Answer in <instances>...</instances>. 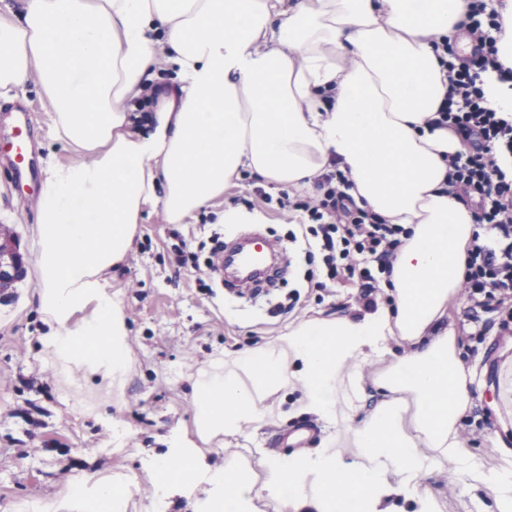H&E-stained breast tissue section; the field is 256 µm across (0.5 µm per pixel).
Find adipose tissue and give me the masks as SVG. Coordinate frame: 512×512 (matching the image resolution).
<instances>
[{
    "instance_id": "adipose-tissue-1",
    "label": "adipose tissue",
    "mask_w": 512,
    "mask_h": 512,
    "mask_svg": "<svg viewBox=\"0 0 512 512\" xmlns=\"http://www.w3.org/2000/svg\"><path fill=\"white\" fill-rule=\"evenodd\" d=\"M470 0H22L0 20V97L37 81L57 140L77 154L41 183L35 293L44 344L68 363L91 361L108 386L130 363L122 306L108 278L131 249L146 209L182 224L213 206L242 171L288 189L332 169L349 193L408 230L392 262L390 304L298 322L280 343L239 352L193 384L201 439L239 433L289 387L305 412L340 419L335 447L258 466L203 464L177 437L149 467L155 487L211 485V512L247 505L254 488L293 512H431L436 460L478 471L489 489L512 488L479 471L457 440L474 400L448 302L464 282L472 211L448 186V155L462 143L432 129L447 91L433 43L464 33ZM173 77H164V70ZM157 103L132 116L148 86ZM404 351L391 354L388 339ZM385 368L364 382L352 366ZM360 404L345 412L336 387ZM352 448L344 462L339 446Z\"/></svg>"
}]
</instances>
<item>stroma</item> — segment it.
Returning a JSON list of instances; mask_svg holds the SVG:
<instances>
[{
  "label": "stroma",
  "mask_w": 512,
  "mask_h": 512,
  "mask_svg": "<svg viewBox=\"0 0 512 512\" xmlns=\"http://www.w3.org/2000/svg\"><path fill=\"white\" fill-rule=\"evenodd\" d=\"M33 108L29 154L36 173L48 162H70L72 153L53 135L52 113L37 83L0 98V147L11 140L17 106ZM0 154V225L9 227L25 258L26 278L11 302H0V505L14 499L52 503L69 512L75 478L92 470H123L133 481L132 512H145L154 491L148 463L167 448L170 436L200 449L207 464L228 457L250 461L282 456L283 438L300 426L311 428L309 448L320 447L336 431L335 420L300 412L299 389L276 394L281 414L244 434H222L202 442L195 426L193 381L199 370L237 352L287 335L301 320L355 312L350 285L323 287L321 254L307 255L294 210H248L242 199L261 186L281 191L242 173L222 199L184 224L165 223L147 209L134 245L112 272L110 288L124 308L131 365L121 389L104 395L102 372L75 367L62 374L42 343L47 327L34 299L39 245L34 232L37 195ZM243 215L240 224L222 221L224 211ZM258 229L283 250L276 280L265 295L249 298L222 287H200L199 271L179 265L178 251L205 255L213 238L233 244L239 234ZM291 312H283V305ZM507 308L474 306L465 295L448 303L446 322L457 336L476 399L460 422L466 448L484 469H500L512 459V328ZM436 512H512V493L465 483L455 464L432 467Z\"/></svg>",
  "instance_id": "obj_1"
}]
</instances>
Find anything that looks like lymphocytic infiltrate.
Instances as JSON below:
<instances>
[{"instance_id":"f902f5d3","label":"lymphocytic infiltrate","mask_w":512,"mask_h":512,"mask_svg":"<svg viewBox=\"0 0 512 512\" xmlns=\"http://www.w3.org/2000/svg\"><path fill=\"white\" fill-rule=\"evenodd\" d=\"M467 32L476 47L460 57L450 40L439 47L446 56L448 93L434 127L445 128L471 148L449 156V184L459 196L474 197V221L481 229L467 249L463 285L467 298L512 297V121L501 117L487 100L486 74L512 83V67L498 57L503 18L489 0H471ZM318 193L295 205L313 244L323 255L332 282L358 279L361 297L375 289L378 275L390 273L391 261L405 230L388 224L359 206L343 172L319 175Z\"/></svg>"}]
</instances>
